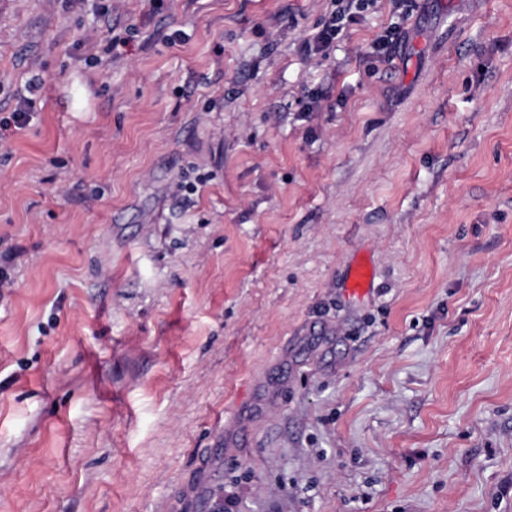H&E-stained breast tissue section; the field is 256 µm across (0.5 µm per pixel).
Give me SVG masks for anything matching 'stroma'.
<instances>
[{
	"label": "stroma",
	"instance_id": "1",
	"mask_svg": "<svg viewBox=\"0 0 512 512\" xmlns=\"http://www.w3.org/2000/svg\"><path fill=\"white\" fill-rule=\"evenodd\" d=\"M335 9L0 0V512H512V0ZM376 0H346V4L332 12L329 20L323 28L312 38L304 39L302 50L304 54L311 56L328 50L337 37L354 22L356 16L373 6ZM355 9V11H352ZM401 40L400 26L391 25L371 44L368 55L380 58L392 59L393 52ZM33 99L22 98L19 106L9 113L6 117H0V147L2 141L6 139V132L14 129H20L29 123L30 109L32 108ZM372 283L371 269L363 264L354 266L347 278V288L350 294L362 296L369 291Z\"/></svg>",
	"mask_w": 512,
	"mask_h": 512
}]
</instances>
